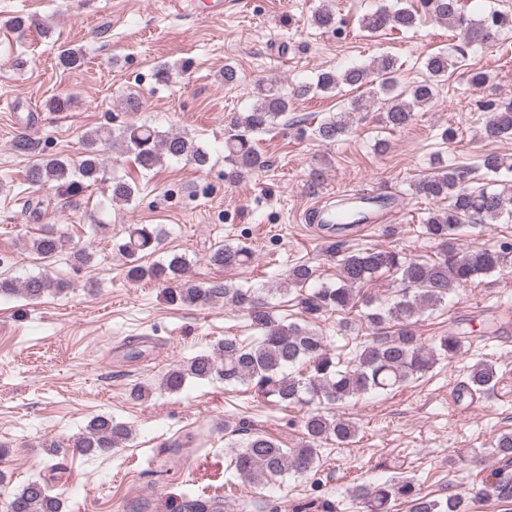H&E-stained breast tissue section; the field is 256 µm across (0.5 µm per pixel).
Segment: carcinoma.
<instances>
[{
	"instance_id": "obj_1",
	"label": "carcinoma",
	"mask_w": 512,
	"mask_h": 512,
	"mask_svg": "<svg viewBox=\"0 0 512 512\" xmlns=\"http://www.w3.org/2000/svg\"><path fill=\"white\" fill-rule=\"evenodd\" d=\"M419 5L381 6L365 14L360 27L371 33L384 30H410L431 15L449 27L469 32L467 40L455 49V55L444 51L428 55L423 67L428 78L411 86H402L396 78L397 62L382 54L368 65H352L341 72L321 71L312 83L283 88L278 83L257 85L251 105L238 113L224 132V162L229 179L245 173L262 171L268 161L258 150L255 136L270 131L278 119L288 115L292 102L310 94L329 95L340 85L361 89L363 93L348 100L338 112H330L311 129V135L331 145L345 136L357 114L377 103L384 105V119L394 128L407 126L414 112L430 104L437 96L438 82L448 71L465 68L470 87L479 89L489 80L487 72L466 64L473 47H491L501 39L512 18L491 11L474 20L464 15L460 0H418ZM311 23L319 29L337 30L336 15L329 9L313 11ZM488 113L484 131L492 138H512V100H489L480 104ZM85 155L78 167L58 157L42 158L28 171L33 185L54 184L60 195L74 196L96 183L103 173L104 160L99 145L112 141V147L134 156V163L151 170L167 159L185 160L199 169L210 165L211 154L186 133H162L153 126L131 123L114 132L91 128L83 136ZM479 167L485 170L484 183L473 185L474 169L469 166L446 167L424 176L412 184V191L428 198L448 200V206L430 213L424 234L441 246L432 261L415 260L405 252L392 249H350L342 239L328 242L326 252L341 256L339 281L322 284L305 292L313 279L307 264L288 270L286 292L302 295L305 312L347 313L357 306L361 288L385 272L398 276L403 284L394 299L364 315L373 336L363 342L354 357L345 360L328 348L315 325L285 322L278 319L256 288H238L229 282L208 286L186 285L185 261L173 256L164 263L144 265L140 255L154 250L159 232L151 224H132L118 250L129 262L127 277L132 282L155 280L168 286L169 302L185 305L206 304L215 299L243 308L257 336L246 343L235 336H226L211 353L198 354L167 370L162 387L177 393L188 379L218 378L226 385H242L268 402L288 407L304 405H344L370 393H387L408 381L430 372L437 364L462 353L471 337L464 329L427 343L415 331L421 316L448 300L455 288H462L479 275L501 273L512 266V243L497 246L460 243L464 227L482 228L512 219V157L495 153L481 156ZM109 192L115 202H128L135 186L123 178L110 182ZM336 218L343 230L362 223L347 202L336 203ZM64 237L49 228L32 240V250L51 257L65 249ZM251 250L243 244H226L209 255V262L220 268L248 264ZM66 284L44 274L23 281L0 280V295L20 293L37 300L50 293L59 294ZM501 381L495 364L480 360L468 367L466 379L459 387L460 398L489 395ZM228 438L225 454L228 468L255 486H265L287 474L306 475L320 462V446L326 441L348 444L357 435L356 423L333 412L312 410L302 421V441L295 448H284L273 438L253 431L239 423H224ZM131 428L107 416L94 418L74 440L73 447L86 454L110 450L127 441ZM493 448L498 466L471 488V495L480 498L492 493L499 500L512 499V431L495 436ZM352 496L362 504L364 512H391L397 502L407 504L408 512H466L464 494L433 498L421 494L413 479L394 477L382 484H357ZM60 502L51 495L45 483L35 480L11 499L7 512H59ZM189 512H224L222 500L193 501L186 504Z\"/></svg>"
}]
</instances>
